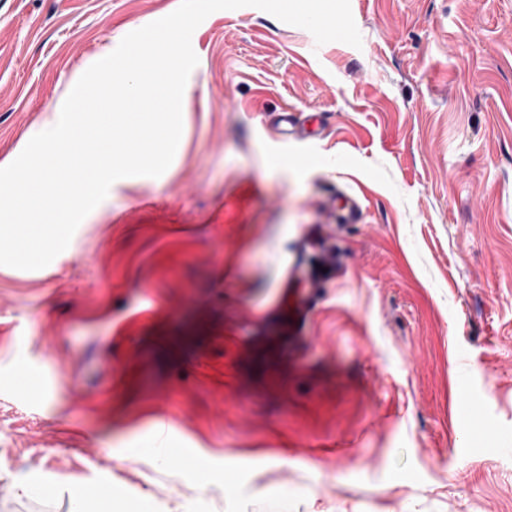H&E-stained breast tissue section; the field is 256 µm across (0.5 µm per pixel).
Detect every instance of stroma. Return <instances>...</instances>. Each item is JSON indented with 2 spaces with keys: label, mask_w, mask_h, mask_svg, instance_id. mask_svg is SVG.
I'll return each mask as SVG.
<instances>
[{
  "label": "stroma",
  "mask_w": 512,
  "mask_h": 512,
  "mask_svg": "<svg viewBox=\"0 0 512 512\" xmlns=\"http://www.w3.org/2000/svg\"><path fill=\"white\" fill-rule=\"evenodd\" d=\"M179 2L0 0V163ZM350 3L358 48L210 14L169 168L0 266V512H512V0ZM286 105L326 116L315 159ZM339 189L361 223H327ZM160 445L182 463L115 454ZM269 123L276 139L287 147L288 143H297L314 148L325 129L323 114L294 112L288 108L269 114ZM70 493L75 504L74 512H100L96 509L99 502L105 503L109 512H128L126 503L114 498L112 490L104 485L70 486Z\"/></svg>",
  "instance_id": "stroma-1"
}]
</instances>
